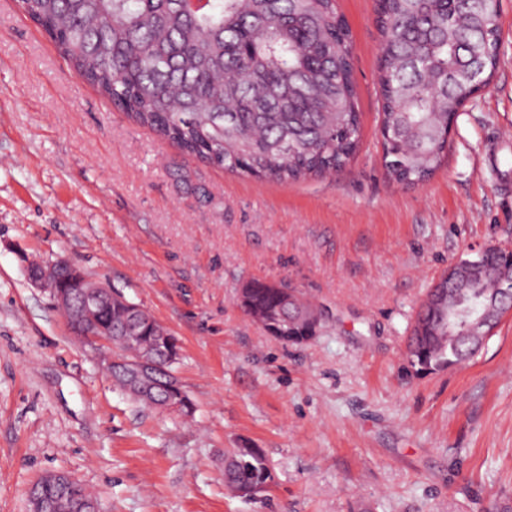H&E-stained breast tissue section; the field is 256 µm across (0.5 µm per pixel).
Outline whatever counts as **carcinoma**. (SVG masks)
<instances>
[{
  "mask_svg": "<svg viewBox=\"0 0 512 512\" xmlns=\"http://www.w3.org/2000/svg\"><path fill=\"white\" fill-rule=\"evenodd\" d=\"M80 77L136 124L182 151L257 179L341 173L361 139L351 36L336 0H18ZM501 0H387L382 37L384 162L416 185L441 166L453 113L492 76ZM508 257L491 250L429 290L408 342L418 372L451 367L476 347L453 337L455 312L484 311ZM281 290L253 281L240 302L280 342L309 330ZM261 450L225 458L224 480L269 477Z\"/></svg>",
  "mask_w": 512,
  "mask_h": 512,
  "instance_id": "1",
  "label": "carcinoma"
}]
</instances>
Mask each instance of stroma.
I'll return each instance as SVG.
<instances>
[{
  "instance_id": "obj_1",
  "label": "stroma",
  "mask_w": 512,
  "mask_h": 512,
  "mask_svg": "<svg viewBox=\"0 0 512 512\" xmlns=\"http://www.w3.org/2000/svg\"><path fill=\"white\" fill-rule=\"evenodd\" d=\"M377 0H337L361 122L347 169L298 182L233 174L139 126L0 0V512L49 472L100 512H512V311L465 363L416 372L407 340L460 258L512 251V0L498 63L424 183L391 180ZM64 259L179 341L196 412L147 408L72 335L32 264ZM321 312L302 344L241 309L252 279ZM259 448L251 498L224 454Z\"/></svg>"
}]
</instances>
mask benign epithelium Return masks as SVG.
Masks as SVG:
<instances>
[{
	"instance_id": "obj_1",
	"label": "benign epithelium",
	"mask_w": 512,
	"mask_h": 512,
	"mask_svg": "<svg viewBox=\"0 0 512 512\" xmlns=\"http://www.w3.org/2000/svg\"><path fill=\"white\" fill-rule=\"evenodd\" d=\"M28 276L32 283L47 289L59 306L69 310L73 335L91 346L110 351L107 369L111 377L122 380L125 391L134 393L142 388H161L165 391L161 409L182 415L195 410L194 403L171 370L179 357L178 339L163 326L143 323L144 309L141 306L125 302L126 316L135 328L152 329L155 341L131 358L124 349L126 337L114 336L100 324L101 314L112 302V289L84 287L88 278L65 260L48 267L33 265ZM502 301V297H494L487 311L465 323L467 340L480 345L491 335V323ZM29 501L32 512H99L97 502L83 497L74 479L60 473L45 475L40 486L31 488Z\"/></svg>"
}]
</instances>
